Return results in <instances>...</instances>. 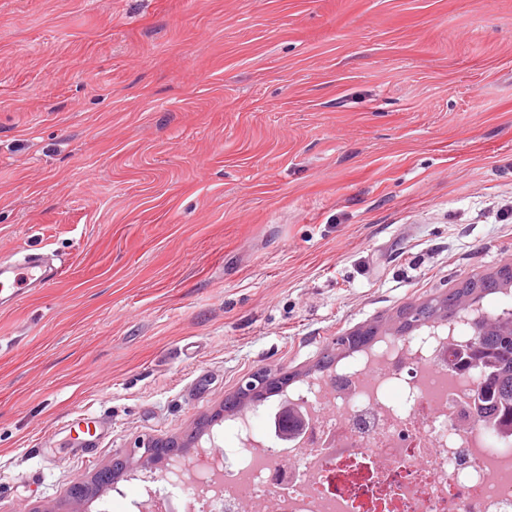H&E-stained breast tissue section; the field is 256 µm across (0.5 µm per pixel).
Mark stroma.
<instances>
[{"instance_id": "1", "label": "stroma", "mask_w": 512, "mask_h": 512, "mask_svg": "<svg viewBox=\"0 0 512 512\" xmlns=\"http://www.w3.org/2000/svg\"><path fill=\"white\" fill-rule=\"evenodd\" d=\"M0 512L512 266V0H0ZM130 472L95 512H134ZM46 267L38 257H30L24 259L22 262H12L11 260H0V290L4 288H11L19 281L20 275H24L27 271L31 277H34L35 272L40 271L41 275L35 279L39 280L46 272ZM12 276H14L13 280ZM272 382L275 383L276 379H271L269 374L263 371L255 372L243 380L236 393L237 399L241 401V404L237 406L232 413L237 417H245L248 413L255 410L256 403L251 402L249 397L252 396L255 401H260L263 391L259 390L257 393L253 394L254 391L258 387L268 385Z\"/></svg>"}]
</instances>
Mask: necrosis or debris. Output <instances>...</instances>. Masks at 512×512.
Here are the masks:
<instances>
[{"label": "necrosis or debris", "instance_id": "1", "mask_svg": "<svg viewBox=\"0 0 512 512\" xmlns=\"http://www.w3.org/2000/svg\"><path fill=\"white\" fill-rule=\"evenodd\" d=\"M468 337L458 321L416 345L383 341L326 389L302 385L292 401L321 399L312 426L247 449L222 495L189 488L194 512H512V437L473 419L475 376L448 368L449 340ZM394 385L405 405L388 399Z\"/></svg>", "mask_w": 512, "mask_h": 512}]
</instances>
